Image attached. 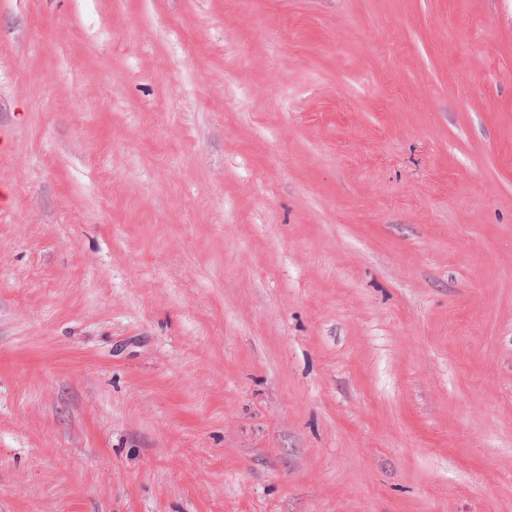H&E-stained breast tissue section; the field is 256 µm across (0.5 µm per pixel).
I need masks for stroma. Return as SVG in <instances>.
Returning a JSON list of instances; mask_svg holds the SVG:
<instances>
[{"label": "stroma", "instance_id": "stroma-1", "mask_svg": "<svg viewBox=\"0 0 512 512\" xmlns=\"http://www.w3.org/2000/svg\"><path fill=\"white\" fill-rule=\"evenodd\" d=\"M0 512H512V0H0Z\"/></svg>", "mask_w": 512, "mask_h": 512}]
</instances>
